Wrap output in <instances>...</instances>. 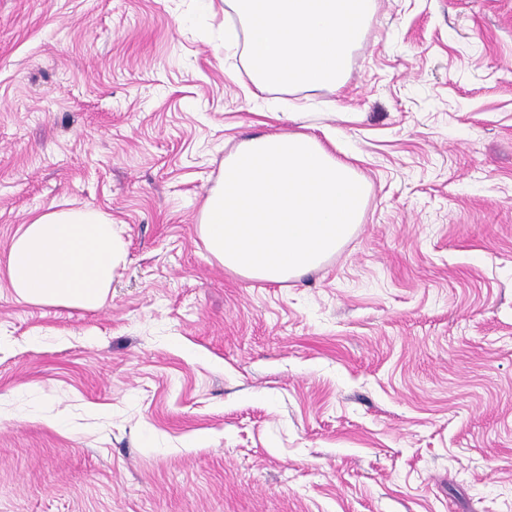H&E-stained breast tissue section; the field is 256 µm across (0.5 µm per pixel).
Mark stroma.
<instances>
[{
  "label": "stroma",
  "instance_id": "35a3bbf8",
  "mask_svg": "<svg viewBox=\"0 0 512 512\" xmlns=\"http://www.w3.org/2000/svg\"><path fill=\"white\" fill-rule=\"evenodd\" d=\"M223 30L224 0H0V512H512V0H377L340 85L256 97ZM267 112L370 186L281 283L196 227ZM56 204L123 227L101 309L8 284Z\"/></svg>",
  "mask_w": 512,
  "mask_h": 512
}]
</instances>
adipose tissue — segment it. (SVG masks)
<instances>
[{"mask_svg":"<svg viewBox=\"0 0 512 512\" xmlns=\"http://www.w3.org/2000/svg\"><path fill=\"white\" fill-rule=\"evenodd\" d=\"M368 187L313 135L265 133L224 159L197 217L210 256L236 275L265 282L322 267L363 221ZM127 262L123 230L84 205L31 214L12 237L7 275L31 303L102 308Z\"/></svg>","mask_w":512,"mask_h":512,"instance_id":"obj_1","label":"adipose tissue"}]
</instances>
